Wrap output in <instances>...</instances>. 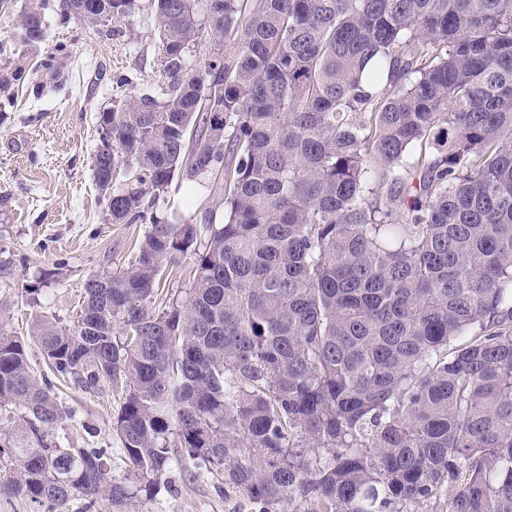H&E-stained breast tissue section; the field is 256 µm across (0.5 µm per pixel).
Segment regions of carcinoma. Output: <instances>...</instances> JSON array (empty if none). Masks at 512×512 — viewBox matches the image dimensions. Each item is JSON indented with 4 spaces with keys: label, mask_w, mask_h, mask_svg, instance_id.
<instances>
[{
    "label": "carcinoma",
    "mask_w": 512,
    "mask_h": 512,
    "mask_svg": "<svg viewBox=\"0 0 512 512\" xmlns=\"http://www.w3.org/2000/svg\"><path fill=\"white\" fill-rule=\"evenodd\" d=\"M137 8L29 0L21 42L49 10L112 39ZM153 10L167 82L101 113L93 166L112 223L144 227L137 255L85 281L72 323L30 328L55 379L122 390L130 473L49 438L67 412L0 324V409L24 411L9 493L128 512L176 459L255 512H512V0ZM218 173L222 221L192 192L158 216L175 177ZM181 257L193 277L158 306Z\"/></svg>",
    "instance_id": "1"
}]
</instances>
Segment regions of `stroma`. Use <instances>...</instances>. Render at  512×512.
Here are the masks:
<instances>
[{
  "mask_svg": "<svg viewBox=\"0 0 512 512\" xmlns=\"http://www.w3.org/2000/svg\"><path fill=\"white\" fill-rule=\"evenodd\" d=\"M43 50L68 45L60 79L43 77L15 89V104L0 112V324L28 341L36 374L46 373L42 352L27 338L34 316L72 323L90 276L127 265L142 232L139 224L112 223L93 180L98 117L114 100L157 90L163 82L150 0L121 20L124 35L99 37L73 22L46 16ZM133 74L124 87L115 71ZM58 277L41 281L42 272ZM70 416L56 433L80 448L112 451V475L123 479L128 462L112 431L122 397L103 381L90 391L58 385ZM165 512H250L246 497L224 484L222 472L186 460L172 465L158 493Z\"/></svg>",
  "mask_w": 512,
  "mask_h": 512,
  "instance_id": "stroma-1",
  "label": "stroma"
}]
</instances>
